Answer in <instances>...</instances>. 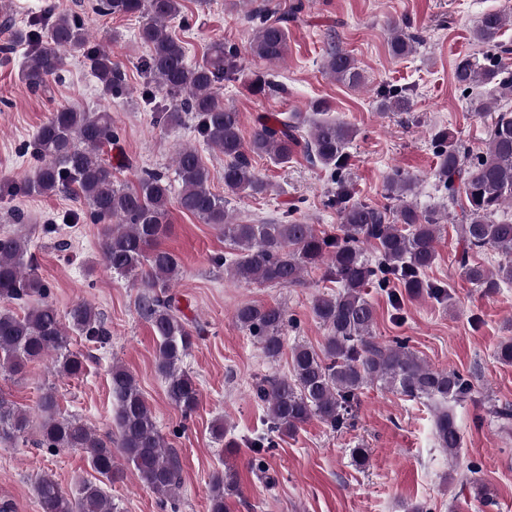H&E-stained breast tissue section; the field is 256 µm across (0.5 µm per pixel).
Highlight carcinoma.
<instances>
[{
    "label": "carcinoma",
    "mask_w": 512,
    "mask_h": 512,
    "mask_svg": "<svg viewBox=\"0 0 512 512\" xmlns=\"http://www.w3.org/2000/svg\"><path fill=\"white\" fill-rule=\"evenodd\" d=\"M182 8V0H98L96 10L104 16L141 15L138 37L149 48L142 67L154 88L164 94L159 102L148 94L145 103L153 106L157 123L179 126L184 116L194 117L198 136L224 155V194L212 191L209 169L191 146L175 153L181 183L177 196H172L169 179L155 171H144L135 185L120 183L116 173L126 164H112L102 157L103 147L117 139L112 113L72 108L54 112L38 130L33 146L43 163L29 177L25 191L67 193L88 203L102 224L103 262L113 273L130 277L141 287L137 311L157 337L156 372L167 398L184 417L195 412L200 388L183 367V358L194 345V330L170 294L179 261L161 247L173 198L181 211L222 231L229 245L224 268L235 280L295 287L307 269L327 260L330 266L324 278L338 284L335 293L318 296L313 302L314 316L327 331L323 348L294 346L290 374L266 377L255 385L257 398L266 405L264 429L249 441L255 454L269 452L277 438L294 434L313 417L335 430L344 427L353 417L361 389L378 383L411 400L445 402L435 418L436 440L448 458L456 459L461 435L446 402L462 403L469 398L471 381L455 369L428 366L404 340L388 345L375 341V308L364 293L372 283L388 288L396 282L412 298L447 299L448 289L425 279L426 270L437 259L442 215L436 209L421 210L407 200L413 181L397 171L386 182L396 209L356 199L350 183L340 175L348 160L346 148L357 136V129L347 122L323 118L310 123L301 112H280L258 118L251 140L243 143L240 113L224 105L217 91L218 84L240 73V51L234 44L216 40L201 61L189 62L183 42L170 27L181 17ZM301 9L297 4L279 14L263 4L251 10L246 19L255 24V32L249 53L270 65L282 61L288 53V22ZM511 23L512 16L501 11L480 17L473 37L482 51L460 58L454 66L453 78L460 88L467 91L478 84H491L500 97H512V49L500 41L503 29ZM41 25L46 36L31 28H14L0 47L10 54L19 45H29L21 79L30 90L43 89L49 77L64 70L69 57L81 56L103 95L126 94L120 65L109 52L89 46V34L77 17L48 8ZM415 43L417 38L401 24L392 26L389 46L393 56L411 54ZM322 68L351 88L365 85L355 59L338 48L327 53ZM377 96L384 110L411 109V99L402 89H382ZM307 124L310 128L304 137L301 132ZM436 141L437 177L447 194L448 213L461 219L458 264L469 283L493 294L512 284V222L497 219L500 208L512 204V109L491 115L487 149L482 154L472 155L449 131L438 134ZM299 148L336 179L328 206L336 209L339 233L327 234L297 218L258 224L234 220L229 198L260 196L270 189L255 172L251 158L267 157L286 164ZM488 249L500 257L492 269L472 260L473 254ZM29 250L25 238L0 237V373L18 375L29 363L52 354L55 374L78 377L85 370L86 356L70 348L71 334L103 347L110 341V331L90 303L77 302L62 314L46 301L48 287ZM34 297L41 299L38 306L16 310ZM235 318L267 358L280 356L283 331L290 322L283 307L246 305L236 310ZM110 376L116 404L115 439L105 440L83 420L59 414L54 392L48 388L39 399L36 421L0 395V442H16L33 428L38 444L50 453L64 449L85 453L91 467L108 483L119 472L120 456L160 500H175L180 488L178 452L166 443L133 375L114 364ZM485 413L496 419L505 434L512 433V407L489 404ZM35 490L43 512H118L100 484L84 483L70 496L52 476L42 474L36 478ZM239 495L237 471L227 464L211 478L209 512H226L228 499Z\"/></svg>",
    "instance_id": "carcinoma-1"
}]
</instances>
